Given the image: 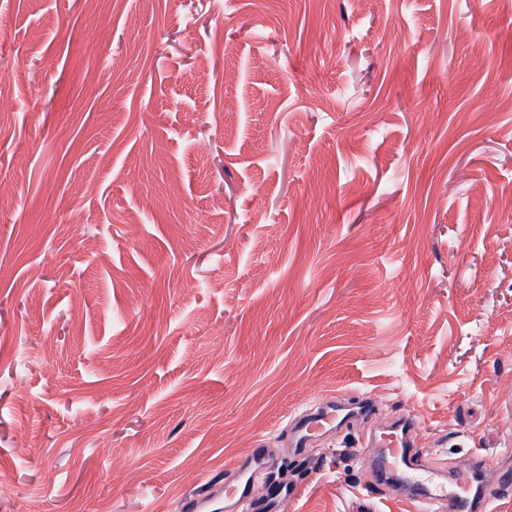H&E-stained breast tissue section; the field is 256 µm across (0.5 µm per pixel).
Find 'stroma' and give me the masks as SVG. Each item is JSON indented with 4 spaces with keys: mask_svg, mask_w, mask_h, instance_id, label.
Masks as SVG:
<instances>
[{
    "mask_svg": "<svg viewBox=\"0 0 512 512\" xmlns=\"http://www.w3.org/2000/svg\"><path fill=\"white\" fill-rule=\"evenodd\" d=\"M1 71L0 512H183L258 445L286 512H412L373 418L291 447L333 392L512 464L503 0H0Z\"/></svg>",
    "mask_w": 512,
    "mask_h": 512,
    "instance_id": "1",
    "label": "stroma"
}]
</instances>
